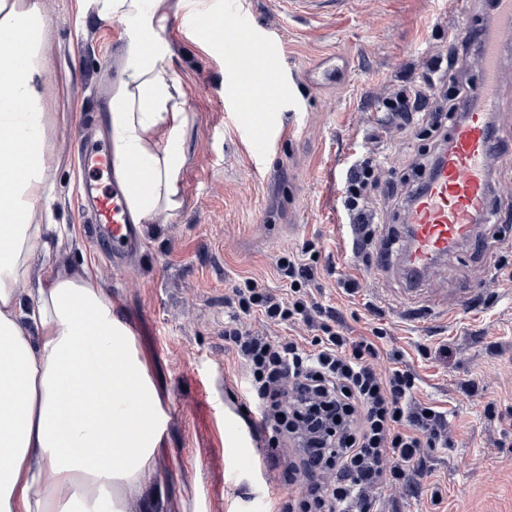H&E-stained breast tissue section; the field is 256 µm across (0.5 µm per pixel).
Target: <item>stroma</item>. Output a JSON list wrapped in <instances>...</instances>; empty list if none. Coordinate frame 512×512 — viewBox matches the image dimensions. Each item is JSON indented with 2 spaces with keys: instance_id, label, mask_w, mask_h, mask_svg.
<instances>
[{
  "instance_id": "1",
  "label": "stroma",
  "mask_w": 512,
  "mask_h": 512,
  "mask_svg": "<svg viewBox=\"0 0 512 512\" xmlns=\"http://www.w3.org/2000/svg\"><path fill=\"white\" fill-rule=\"evenodd\" d=\"M248 2L258 31L285 45L276 122L297 130L274 140L263 160L253 158L233 110L240 77L225 68L223 43L203 44L183 22L218 14L223 0H172L164 39L191 117L183 206L158 217L142 247L116 266L79 214L77 157L81 144L108 136V98L95 89L124 76L112 64L126 25L97 19L91 2L43 0L51 209L74 228L45 261L60 271L92 266L152 366L167 409L169 462L166 475L146 477L145 492L164 495L163 512H279L299 495L300 484L283 475L293 447L261 439L263 470L255 473L238 466L239 449L224 445L225 407L252 406L224 320L237 282L250 278L282 294L277 262L300 252L313 271L310 299L331 309L345 335L382 329L384 350L400 351V368L416 378V398L448 418L449 446L429 452L405 485L384 491L379 512H512V208H500L501 236L486 251L460 250L422 291L426 300L473 288L479 296L454 316L420 323L405 316L412 303L398 276L365 265L332 221L353 161L374 156L383 181H395L406 159L428 146L423 136L399 134L381 107L428 59L447 53L448 27L433 22L446 0H355L324 18L284 14L280 0ZM349 280L355 291L346 290Z\"/></svg>"
}]
</instances>
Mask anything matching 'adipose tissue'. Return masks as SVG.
Returning a JSON list of instances; mask_svg holds the SVG:
<instances>
[{"label":"adipose tissue","instance_id":"ef3b65f1","mask_svg":"<svg viewBox=\"0 0 512 512\" xmlns=\"http://www.w3.org/2000/svg\"><path fill=\"white\" fill-rule=\"evenodd\" d=\"M97 15L136 21L127 76L112 94V170L135 223L182 206L186 87L162 34L169 0H95ZM39 0H0V512H128L146 475L165 467L167 418L148 361L118 302L88 265L35 264L67 227L42 222L49 201L37 48ZM137 168L142 180L123 174Z\"/></svg>","mask_w":512,"mask_h":512}]
</instances>
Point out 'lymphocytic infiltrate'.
I'll use <instances>...</instances> for the list:
<instances>
[{
    "instance_id": "lymphocytic-infiltrate-1",
    "label": "lymphocytic infiltrate",
    "mask_w": 512,
    "mask_h": 512,
    "mask_svg": "<svg viewBox=\"0 0 512 512\" xmlns=\"http://www.w3.org/2000/svg\"><path fill=\"white\" fill-rule=\"evenodd\" d=\"M499 19L498 7H491L473 38L453 42L450 60L433 58L418 84L384 100L382 108L401 134H412L421 122L431 139L406 165L400 179L405 197L425 188L432 164L447 146V124L478 107L469 73ZM448 66L457 80L446 91L437 76ZM379 169L375 158L356 160L342 190L348 221L368 245L376 238L371 196L380 186ZM279 268L289 282L287 296L251 279L235 285L239 312L225 322L224 340L244 367L245 389L263 431L302 449L286 472L289 482L303 484L301 498L289 504L291 512H377L385 488L421 466L428 449L447 447L448 419L416 400L413 375L394 365L399 352L383 353L374 341L352 339L326 323L308 348L293 338L274 343L244 328L242 317L255 312L273 324L311 323L321 316V307L306 299L311 269L296 255L282 257ZM329 471L335 474L330 484L324 480Z\"/></svg>"
}]
</instances>
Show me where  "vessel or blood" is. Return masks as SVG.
I'll return each instance as SVG.
<instances>
[{
  "instance_id": "b4317fda",
  "label": "vessel or blood",
  "mask_w": 512,
  "mask_h": 512,
  "mask_svg": "<svg viewBox=\"0 0 512 512\" xmlns=\"http://www.w3.org/2000/svg\"><path fill=\"white\" fill-rule=\"evenodd\" d=\"M470 0H448L445 20L448 32L459 39L469 38L473 26L469 18ZM501 21L492 39L486 42L477 67L482 81L478 88L481 108L465 113L448 134L449 147L431 172L423 192L403 213L402 228L408 243L396 266L408 294L415 295L422 283L445 260L454 258L461 246L478 241L486 244L499 232L492 222L490 175L493 170L512 166V153L495 151L496 133L490 115L500 109V90L512 70L507 69L503 53L512 48V0H499ZM219 39L228 42L235 58L257 71L263 82L279 81L281 52L272 41L258 36L245 0H227L224 21L216 29ZM236 111L243 114V126L257 155L269 146V128L275 102L254 91L251 84L235 90ZM79 166L89 172H104L111 167L107 149L94 143L79 155ZM83 210L105 229L112 243L113 259H121L142 244V229L134 224L121 191L87 184ZM254 431H243L233 416L224 418V444L229 448L251 447Z\"/></svg>"
}]
</instances>
